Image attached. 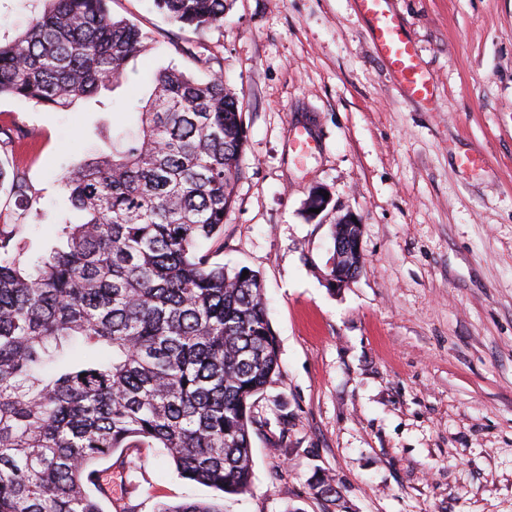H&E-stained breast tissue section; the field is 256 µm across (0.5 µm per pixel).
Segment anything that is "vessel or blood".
Wrapping results in <instances>:
<instances>
[{
    "label": "vessel or blood",
    "mask_w": 512,
    "mask_h": 512,
    "mask_svg": "<svg viewBox=\"0 0 512 512\" xmlns=\"http://www.w3.org/2000/svg\"><path fill=\"white\" fill-rule=\"evenodd\" d=\"M361 13L372 23L371 38L388 63L405 97L431 101L436 87L418 61L412 40L406 35L390 0H357Z\"/></svg>",
    "instance_id": "vessel-or-blood-1"
}]
</instances>
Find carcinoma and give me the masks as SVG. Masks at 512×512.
Here are the masks:
<instances>
[{
	"label": "carcinoma",
	"instance_id": "1",
	"mask_svg": "<svg viewBox=\"0 0 512 512\" xmlns=\"http://www.w3.org/2000/svg\"><path fill=\"white\" fill-rule=\"evenodd\" d=\"M196 31L224 22L226 0H153ZM151 36L109 0H45L0 42V97L67 110L117 86ZM206 79L160 69L132 103L136 127L61 178L79 224L28 256L25 215L39 202L14 165L11 223L0 224V512H112L100 481L119 454L162 448L180 475L222 494L251 485L256 396L280 375L259 273L213 261L244 177L239 100L216 57ZM29 137L0 128V154ZM327 507L341 495L319 482ZM154 512H223L214 501Z\"/></svg>",
	"mask_w": 512,
	"mask_h": 512
}]
</instances>
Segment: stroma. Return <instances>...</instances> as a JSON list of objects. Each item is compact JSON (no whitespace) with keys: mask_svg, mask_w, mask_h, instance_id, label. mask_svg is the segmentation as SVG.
<instances>
[{"mask_svg":"<svg viewBox=\"0 0 512 512\" xmlns=\"http://www.w3.org/2000/svg\"><path fill=\"white\" fill-rule=\"evenodd\" d=\"M43 7L0 0V40ZM109 7L154 44L102 104L0 98V122L33 133L13 158L40 195L29 254L56 245L70 214L62 175L110 151L156 71L198 77L218 57L246 131L218 260L260 274L281 370L255 403L248 493L218 497L144 448L134 476L115 478L112 512L216 497L224 512H326L323 477L347 512H512V0H392L432 105L403 97L357 0H228L204 32L152 0ZM471 153L487 166L462 164ZM316 187L334 209L310 221ZM347 212L364 265L333 287L331 231Z\"/></svg>","mask_w":512,"mask_h":512,"instance_id":"1","label":"stroma"}]
</instances>
